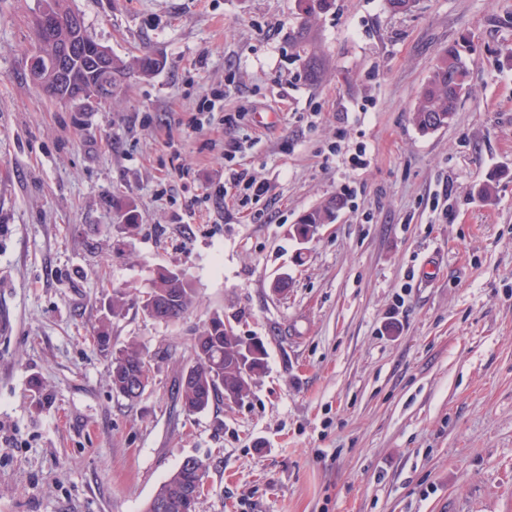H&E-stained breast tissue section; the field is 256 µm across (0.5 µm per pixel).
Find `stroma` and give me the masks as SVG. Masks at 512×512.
Wrapping results in <instances>:
<instances>
[{"mask_svg": "<svg viewBox=\"0 0 512 512\" xmlns=\"http://www.w3.org/2000/svg\"><path fill=\"white\" fill-rule=\"evenodd\" d=\"M68 5L131 67L109 99L49 100L29 76L38 0H0V512H144L188 457L208 466L197 512H512V0H333L316 84L295 0ZM454 42L469 86L420 132ZM241 170L261 196L231 187ZM160 268L196 302L112 319L152 365L131 402L93 334ZM216 312L265 370L189 415L175 386ZM338 205L339 202L336 199L330 201L327 205L323 207H318L304 213L300 217L297 224H295L296 235H300L301 233L308 234L311 228L315 226V224H328L329 221L334 217L335 210L336 207H338ZM314 232L309 233L307 236L300 237L299 240L302 242L308 241V239L314 234Z\"/></svg>", "mask_w": 512, "mask_h": 512, "instance_id": "stroma-1", "label": "stroma"}]
</instances>
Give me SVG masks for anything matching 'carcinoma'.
Here are the masks:
<instances>
[{"label": "carcinoma", "mask_w": 512, "mask_h": 512, "mask_svg": "<svg viewBox=\"0 0 512 512\" xmlns=\"http://www.w3.org/2000/svg\"><path fill=\"white\" fill-rule=\"evenodd\" d=\"M300 24L297 27V42L304 53L303 69L312 83L319 82L324 75L322 57L313 49H307L311 42V20L326 11L332 0H295ZM57 11L55 24L33 29V40L37 48L49 44L66 43L74 38L84 43L93 44L95 40L88 34L87 28L74 31L72 11L67 0H54ZM470 71L460 51L455 46L445 49L439 56L425 86L420 92L417 105L412 113L413 123L423 132L435 130L448 124L456 112L459 100L456 89L468 85ZM39 87L51 99L64 103H75L77 87L61 86L51 75L46 74ZM339 202L333 200L323 207L304 213L296 224V234L308 233L317 224H327L334 217ZM173 277L169 270L162 269L154 278L151 291L147 296L135 302L140 310L152 306L155 308L154 319L169 323L180 320L193 306L195 291L190 281L180 286L172 284ZM95 342L101 352L111 358L110 378L112 389L124 398H129V385L132 381L145 377L149 372V361L143 351L134 343L112 350V336L109 334V322L104 320L97 329ZM244 342L243 337L235 331L224 332V317L213 315L204 330L194 340L192 384L179 385L184 411L196 414L210 406L224 401V392L237 393L244 398L249 391L252 378L265 369V360L260 359L250 368V373L241 371L234 363L235 354ZM192 479V473L182 468L175 470L158 488L153 500L149 502L146 512H157L154 507L158 499L169 503L167 512H184L182 508L183 489Z\"/></svg>", "instance_id": "carcinoma-1"}]
</instances>
